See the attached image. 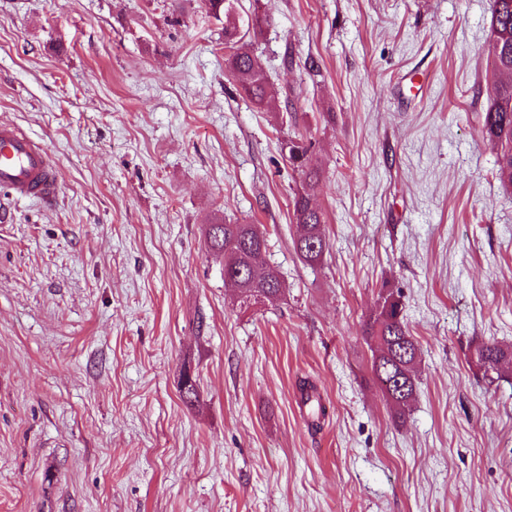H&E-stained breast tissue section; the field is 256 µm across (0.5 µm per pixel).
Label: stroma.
Returning a JSON list of instances; mask_svg holds the SVG:
<instances>
[{"instance_id": "stroma-1", "label": "stroma", "mask_w": 512, "mask_h": 512, "mask_svg": "<svg viewBox=\"0 0 512 512\" xmlns=\"http://www.w3.org/2000/svg\"><path fill=\"white\" fill-rule=\"evenodd\" d=\"M492 4L237 0L223 23L201 0H0V123L61 176L0 222V512H512V366L489 385L471 359L512 344V191L477 121ZM257 12L324 169L315 267L284 105L225 72V26ZM222 221L263 225L281 300L225 287ZM389 291L420 347L401 418L364 334Z\"/></svg>"}]
</instances>
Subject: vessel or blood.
Listing matches in <instances>:
<instances>
[{"label":"vessel or blood","mask_w":512,"mask_h":512,"mask_svg":"<svg viewBox=\"0 0 512 512\" xmlns=\"http://www.w3.org/2000/svg\"><path fill=\"white\" fill-rule=\"evenodd\" d=\"M0 189L12 199L36 198L46 205L61 189L51 151L6 123L0 124Z\"/></svg>","instance_id":"1"}]
</instances>
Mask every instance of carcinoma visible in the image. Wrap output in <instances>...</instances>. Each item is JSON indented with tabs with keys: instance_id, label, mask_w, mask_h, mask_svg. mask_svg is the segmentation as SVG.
I'll use <instances>...</instances> for the list:
<instances>
[{
	"instance_id": "obj_1",
	"label": "carcinoma",
	"mask_w": 512,
	"mask_h": 512,
	"mask_svg": "<svg viewBox=\"0 0 512 512\" xmlns=\"http://www.w3.org/2000/svg\"><path fill=\"white\" fill-rule=\"evenodd\" d=\"M209 14L216 19L233 11L234 0H203ZM488 53L494 72L509 76V82L493 85L486 109L480 117L483 137L499 147L496 176L502 186L512 188V0H493ZM224 61L229 77L239 91L258 108L271 105L279 95L267 74L256 64L252 41L224 29ZM288 161L300 172L302 184L292 199L293 216L301 232L294 241L300 259L309 266L323 261L328 243L324 232L325 214L312 205L322 169L310 163L312 142L299 130L285 139ZM207 248L224 253V285L245 286V293L278 300L284 292L279 277L268 272L248 277V269L264 265L267 239L259 224H209L205 231ZM366 334L377 343L371 370L379 386L386 387V399L398 412L408 409L417 388L415 365L419 345L403 315L401 301L386 295L377 313L367 321ZM476 358L487 357L493 366L484 370L488 383L496 380L498 362L512 363V346L496 341L482 342L472 351Z\"/></svg>"
}]
</instances>
